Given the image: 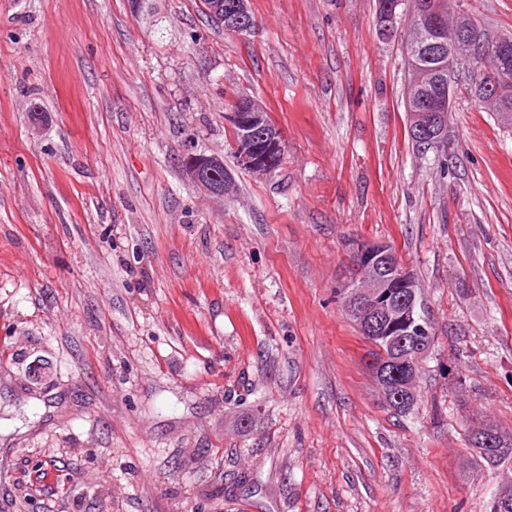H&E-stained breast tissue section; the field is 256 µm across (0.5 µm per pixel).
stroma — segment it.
Instances as JSON below:
<instances>
[{
	"instance_id": "stroma-1",
	"label": "stroma",
	"mask_w": 512,
	"mask_h": 512,
	"mask_svg": "<svg viewBox=\"0 0 512 512\" xmlns=\"http://www.w3.org/2000/svg\"><path fill=\"white\" fill-rule=\"evenodd\" d=\"M0 0V512H486L512 462V130L458 84L407 135V28L375 0ZM512 35V0H462ZM286 144L234 195L239 93ZM390 244L435 335L404 414L346 315L347 244ZM220 1L224 2V4ZM211 2H213V0H201V3L206 9H209ZM239 2V0H215V2L211 4L209 12L217 23L224 26V29L231 31L236 30L233 33H241L238 27L239 24L243 22V16L247 14V0H241V8L237 12L225 14V12L236 10L239 7ZM207 15L211 18L208 13ZM214 20L212 21L214 22ZM395 1L393 5H390V9L382 13L388 2ZM376 0L377 12H376V23L379 35L382 38H388L397 33L398 28L404 22L403 9L400 5L401 0ZM450 109L451 106L449 98L447 97V89L443 88L437 97L426 103L421 112H412L413 129L409 125L408 136L413 150L423 154L414 141L413 132L417 141L421 143L420 148L423 151L430 149L440 151L446 147L447 118ZM434 150L430 151L433 152L435 156L437 155L438 158L440 155L442 156L445 151L444 149L438 154ZM190 158L194 163L192 178L196 185L204 188L210 194L219 197H224L231 192L227 186L228 175H230V173L224 166L223 157L216 154H196L190 156ZM219 164L224 166V170H216V173L220 178L224 177V181L214 182L215 173L211 167Z\"/></svg>"
}]
</instances>
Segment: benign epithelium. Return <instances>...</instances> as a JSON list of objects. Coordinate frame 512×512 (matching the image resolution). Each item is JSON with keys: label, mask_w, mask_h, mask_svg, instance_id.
<instances>
[{"label": "benign epithelium", "mask_w": 512, "mask_h": 512, "mask_svg": "<svg viewBox=\"0 0 512 512\" xmlns=\"http://www.w3.org/2000/svg\"><path fill=\"white\" fill-rule=\"evenodd\" d=\"M248 9L247 0H241V8L234 13L224 12V4L215 0L211 4L212 18L226 30H236L243 22ZM416 16L423 38L414 48L415 54L426 58L435 57L448 61V74H453L458 62L457 50H469L474 58H490V68L498 73L512 72V36H491L471 25L466 14L458 12L448 28V39L439 38L434 32L444 26V17L431 0H420ZM404 22L401 0H395L390 9L376 15L379 35L388 38L397 33ZM451 106L447 89L426 103L420 112L412 113L413 132L420 148L442 150L446 147L448 112ZM226 125L251 129L253 139L277 141L279 129L268 119V113L238 112L225 113ZM256 149L244 142L236 148L237 163L245 168H258ZM194 163L193 182L207 192L223 197L230 193L227 182L215 181L213 166L224 164V158L216 154L191 156ZM349 253L357 262L359 279L345 284L349 293L344 295L343 304L347 315L365 327L369 335L379 333L381 327L399 328L397 358L389 368L381 362L369 361L370 372L383 394L390 393L392 379L412 392L421 358L429 352L424 337L430 334L428 325L415 317V301L419 298L414 274L398 258L393 247L383 241L355 239L348 244Z\"/></svg>", "instance_id": "obj_1"}]
</instances>
